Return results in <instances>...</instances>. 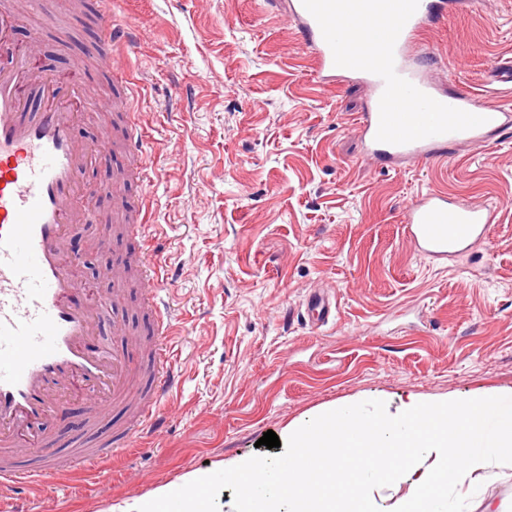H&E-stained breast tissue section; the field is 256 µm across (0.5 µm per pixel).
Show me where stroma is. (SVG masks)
Masks as SVG:
<instances>
[{"instance_id": "obj_1", "label": "stroma", "mask_w": 512, "mask_h": 512, "mask_svg": "<svg viewBox=\"0 0 512 512\" xmlns=\"http://www.w3.org/2000/svg\"><path fill=\"white\" fill-rule=\"evenodd\" d=\"M47 16L12 23L7 47L52 77L109 98L89 61L94 0H45ZM131 45L115 62L143 112L148 173L121 197L147 213L143 240L115 236L107 263L132 251L162 265L179 325L181 384L163 424L99 474L0 496V512H110L211 461L255 454L264 432L332 404L388 412L426 400L498 397L512 412V129L455 144L428 163L367 159L351 122L368 88L348 75L324 83L292 28L286 0H117ZM428 79L480 93L512 59V0H481L424 36ZM37 53H30L31 42ZM497 207L465 256L418 255L403 232L422 192ZM331 316L316 325L310 295ZM512 512V472L449 486L437 512Z\"/></svg>"}]
</instances>
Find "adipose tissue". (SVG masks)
Masks as SVG:
<instances>
[{
  "mask_svg": "<svg viewBox=\"0 0 512 512\" xmlns=\"http://www.w3.org/2000/svg\"><path fill=\"white\" fill-rule=\"evenodd\" d=\"M497 415L494 442L482 446L485 420ZM285 458L255 455L210 462L183 474L178 488L119 505V512H217L220 486L237 488L233 512H337L342 491L350 512H434L440 486L471 485L512 468V415L497 414L494 396L427 403L409 398L392 416L327 409L279 434ZM399 489L380 498L363 472Z\"/></svg>",
  "mask_w": 512,
  "mask_h": 512,
  "instance_id": "obj_1",
  "label": "adipose tissue"
}]
</instances>
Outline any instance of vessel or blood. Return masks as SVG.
Returning <instances> with one entry per match:
<instances>
[{
  "label": "vessel or blood",
  "instance_id": "obj_1",
  "mask_svg": "<svg viewBox=\"0 0 512 512\" xmlns=\"http://www.w3.org/2000/svg\"><path fill=\"white\" fill-rule=\"evenodd\" d=\"M475 0H419L394 47L397 74L435 100L483 117L481 126L427 137L406 144L377 141L379 102L385 83L368 71L357 77L370 97L357 126L369 154L414 161L447 158L449 145L479 142L512 127V108L458 89L449 94L423 78L420 65L431 50L418 41L435 16L460 13ZM113 0H97L103 65H111L115 47L125 40L112 19ZM288 16L303 36L317 76L340 75L333 53L315 18L302 0H290ZM80 112L57 98L56 85L33 76L26 56L0 67V487L24 489L55 484L68 474L96 472L101 463L128 448L134 438L156 430L161 408L179 387L173 316L159 295L158 265L143 260L138 286L147 304L161 313L146 357L153 369L133 376L123 327L114 342L94 345L101 314L119 304L120 294H100L73 272L70 232L90 224L95 240L106 244L109 224L95 223L82 206L84 176L93 157L112 150V132L103 129L95 149L78 142L72 130ZM496 212L483 204L451 199L431 191L407 208L406 233L424 255L444 256L484 236ZM138 388L132 427L108 436L97 425L111 402L127 399ZM100 391L101 399L86 407L87 434L68 455L39 443L40 434L59 404L81 391Z\"/></svg>",
  "mask_w": 512,
  "mask_h": 512
}]
</instances>
